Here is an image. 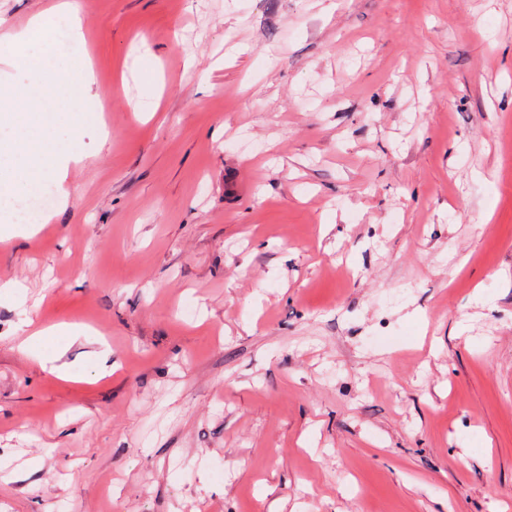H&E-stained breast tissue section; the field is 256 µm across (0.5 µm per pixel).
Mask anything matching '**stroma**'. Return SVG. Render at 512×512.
<instances>
[{"instance_id": "stroma-1", "label": "stroma", "mask_w": 512, "mask_h": 512, "mask_svg": "<svg viewBox=\"0 0 512 512\" xmlns=\"http://www.w3.org/2000/svg\"><path fill=\"white\" fill-rule=\"evenodd\" d=\"M76 2L109 135L0 242V512H512V0ZM44 336H68L70 338H77L79 331L67 325H58L48 329H39L35 331L30 338L20 344V349L41 362L46 368L47 359L43 352L40 351L39 345L34 343V340L40 339Z\"/></svg>"}]
</instances>
